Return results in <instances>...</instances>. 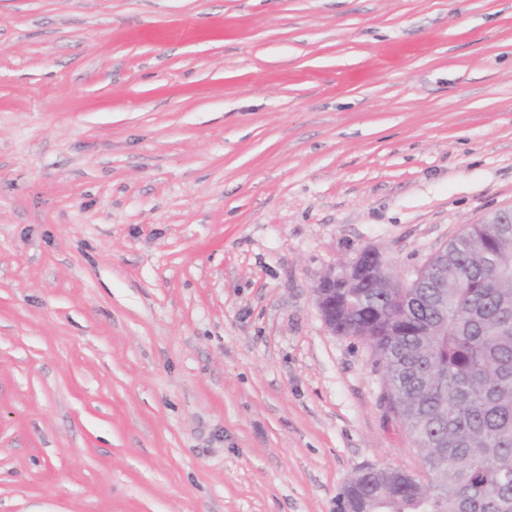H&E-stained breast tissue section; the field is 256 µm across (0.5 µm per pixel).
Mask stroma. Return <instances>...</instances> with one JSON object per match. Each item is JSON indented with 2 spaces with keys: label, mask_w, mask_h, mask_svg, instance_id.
<instances>
[{
  "label": "stroma",
  "mask_w": 512,
  "mask_h": 512,
  "mask_svg": "<svg viewBox=\"0 0 512 512\" xmlns=\"http://www.w3.org/2000/svg\"><path fill=\"white\" fill-rule=\"evenodd\" d=\"M510 207L512 0H0V512L421 471L313 286Z\"/></svg>",
  "instance_id": "obj_1"
}]
</instances>
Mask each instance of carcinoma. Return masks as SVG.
<instances>
[{
    "instance_id": "1",
    "label": "carcinoma",
    "mask_w": 512,
    "mask_h": 512,
    "mask_svg": "<svg viewBox=\"0 0 512 512\" xmlns=\"http://www.w3.org/2000/svg\"><path fill=\"white\" fill-rule=\"evenodd\" d=\"M481 220L448 243L445 288H338L336 333L365 343L422 471L365 468L356 512H512V239Z\"/></svg>"
}]
</instances>
